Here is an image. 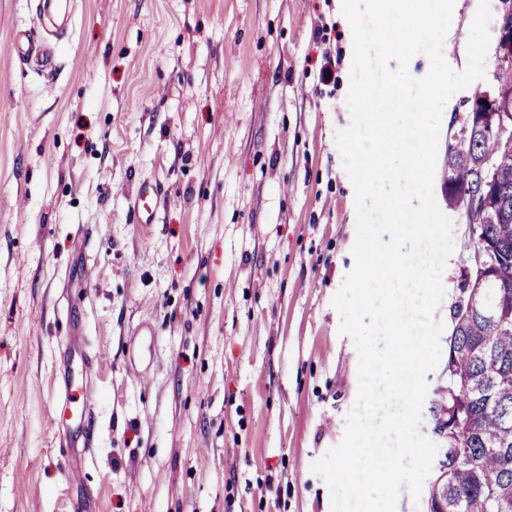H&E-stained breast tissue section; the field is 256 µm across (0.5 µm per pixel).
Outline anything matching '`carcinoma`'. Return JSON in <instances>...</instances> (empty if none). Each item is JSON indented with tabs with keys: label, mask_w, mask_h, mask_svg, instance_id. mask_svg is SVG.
<instances>
[{
	"label": "carcinoma",
	"mask_w": 512,
	"mask_h": 512,
	"mask_svg": "<svg viewBox=\"0 0 512 512\" xmlns=\"http://www.w3.org/2000/svg\"><path fill=\"white\" fill-rule=\"evenodd\" d=\"M484 88L467 98V113L483 120L473 135L461 126L448 142V206L469 228L490 238L495 251L492 288L480 289L476 308L452 322L454 358L449 382L433 392L430 411L464 418L458 435L439 448V468L427 489L433 512H512V141L501 140ZM489 154L499 178L477 166Z\"/></svg>",
	"instance_id": "cac0c4a2"
}]
</instances>
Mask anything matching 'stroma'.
Listing matches in <instances>:
<instances>
[{
    "label": "stroma",
    "mask_w": 512,
    "mask_h": 512,
    "mask_svg": "<svg viewBox=\"0 0 512 512\" xmlns=\"http://www.w3.org/2000/svg\"><path fill=\"white\" fill-rule=\"evenodd\" d=\"M38 3L0 0V512H72L82 496L95 512H332L312 466L359 389L333 304L356 264L335 141L351 122L343 0H69L60 39ZM19 30L54 68L17 58ZM468 95L441 118L442 208ZM145 181L162 198L140 224ZM468 265L453 251L443 327ZM73 319L110 354L87 388L99 434L77 485L46 424L70 415Z\"/></svg>",
    "instance_id": "obj_1"
}]
</instances>
